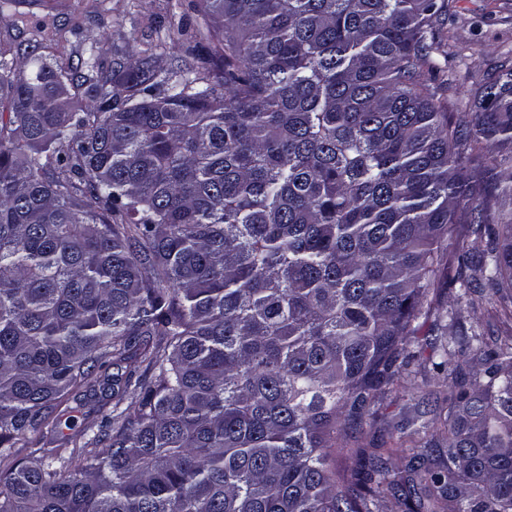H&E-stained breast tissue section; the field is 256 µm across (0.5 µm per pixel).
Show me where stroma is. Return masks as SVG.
I'll return each mask as SVG.
<instances>
[{
    "label": "stroma",
    "instance_id": "1",
    "mask_svg": "<svg viewBox=\"0 0 512 512\" xmlns=\"http://www.w3.org/2000/svg\"><path fill=\"white\" fill-rule=\"evenodd\" d=\"M433 30L436 66L426 80L446 111L471 116L482 87L512 67V0H451ZM176 37L200 56L210 51L190 0H16L10 21L0 23V51L21 68L36 52L74 66L95 59L108 65L148 49L167 73L182 64L172 47ZM408 372L413 392L383 397L376 420L350 431L353 447L384 449L394 472L404 471L410 458L401 448L400 425L422 424L433 409L425 396L436 387L431 363L412 364Z\"/></svg>",
    "mask_w": 512,
    "mask_h": 512
}]
</instances>
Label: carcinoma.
Segmentation results:
<instances>
[{"label":"carcinoma","instance_id":"obj_1","mask_svg":"<svg viewBox=\"0 0 512 512\" xmlns=\"http://www.w3.org/2000/svg\"><path fill=\"white\" fill-rule=\"evenodd\" d=\"M195 8L214 55L165 76L0 54V450L112 398L49 439L69 456L0 473V512H512V335L451 313L405 473L340 426L400 382L436 290L512 289L480 165L512 142V70L456 120L423 79L445 0ZM81 392L76 396H73L67 403L61 405L56 413L58 427L57 430L63 432V435H69L76 433L86 425H89L93 419H96V415L92 414L90 418L85 419L89 409L98 405V397L92 396V394ZM71 428V429H70Z\"/></svg>","mask_w":512,"mask_h":512}]
</instances>
